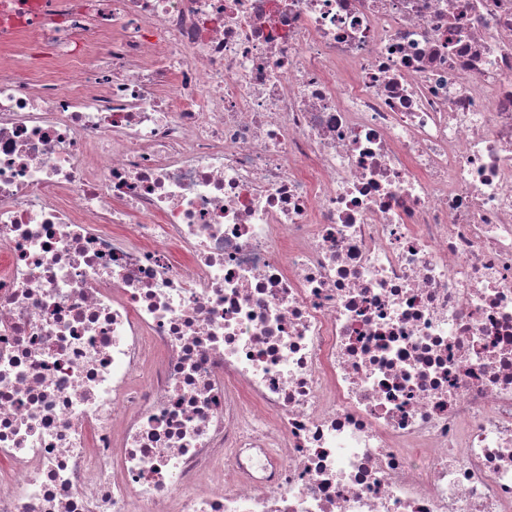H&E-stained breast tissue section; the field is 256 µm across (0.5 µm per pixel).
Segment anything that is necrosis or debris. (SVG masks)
Returning <instances> with one entry per match:
<instances>
[{
  "label": "necrosis or debris",
  "mask_w": 512,
  "mask_h": 512,
  "mask_svg": "<svg viewBox=\"0 0 512 512\" xmlns=\"http://www.w3.org/2000/svg\"><path fill=\"white\" fill-rule=\"evenodd\" d=\"M0 512H512V0H0Z\"/></svg>",
  "instance_id": "4bbe7bcc"
}]
</instances>
